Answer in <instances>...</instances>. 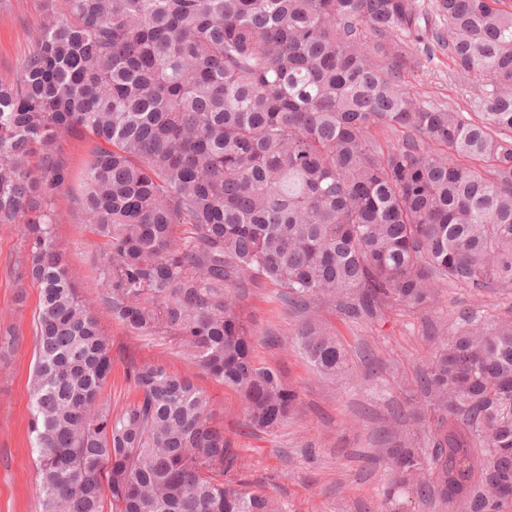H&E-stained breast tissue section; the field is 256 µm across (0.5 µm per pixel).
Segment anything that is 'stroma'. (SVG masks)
Returning <instances> with one entry per match:
<instances>
[{
	"label": "stroma",
	"mask_w": 512,
	"mask_h": 512,
	"mask_svg": "<svg viewBox=\"0 0 512 512\" xmlns=\"http://www.w3.org/2000/svg\"><path fill=\"white\" fill-rule=\"evenodd\" d=\"M45 13L46 0H0V76L20 75ZM404 81L422 105L463 109L480 78L455 76L447 48L437 45ZM78 190V184H71L59 197L63 219L56 237L75 284L83 296L92 298L99 283L93 266L99 241L71 206ZM24 250L19 226L0 224V336L11 328L22 336L19 345L0 353V512H41L28 431L32 321L39 290L26 285L22 290L27 302L17 305L21 289L11 274ZM280 294L258 278L246 279L242 290V305L254 331V358L276 370L298 394L293 415L274 431L248 430L237 396L168 340L135 336L103 314L100 325L112 338L107 397L117 407L134 397L126 378L132 359L156 361L193 377L222 413L224 432L239 451L247 479L278 498L284 512H392L397 505L405 512H465L458 504L419 502L402 490L394 501H387L389 475L378 450L395 427L403 439L426 448L433 418L419 385L425 359L464 315L512 319V290L448 283L433 306L421 309L392 302L373 318H350L340 309L311 304V314L344 345L349 369L336 379L321 378L309 368L296 344L302 317ZM355 418L361 421L356 429L350 426Z\"/></svg>",
	"instance_id": "stroma-1"
}]
</instances>
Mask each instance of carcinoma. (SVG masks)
Wrapping results in <instances>:
<instances>
[{
  "instance_id": "obj_1",
  "label": "carcinoma",
  "mask_w": 512,
  "mask_h": 512,
  "mask_svg": "<svg viewBox=\"0 0 512 512\" xmlns=\"http://www.w3.org/2000/svg\"><path fill=\"white\" fill-rule=\"evenodd\" d=\"M502 0H51L19 77L0 76V224L39 288L29 433L41 512H283L254 488L212 400L163 364L130 361L135 397L104 396L112 339L80 295L55 226L72 175L57 142L96 140L75 198L100 239V308L177 345L238 394L245 425L288 420L297 393L252 355L244 276L351 318L421 308L442 280L512 288V11ZM405 32L414 46L392 39ZM485 78L469 111L403 83L427 39ZM378 127L405 131L382 144ZM320 377L341 342L305 320ZM436 425L425 451L382 449L386 498L512 499V320L470 316L425 361ZM485 449L481 456L478 449Z\"/></svg>"
}]
</instances>
